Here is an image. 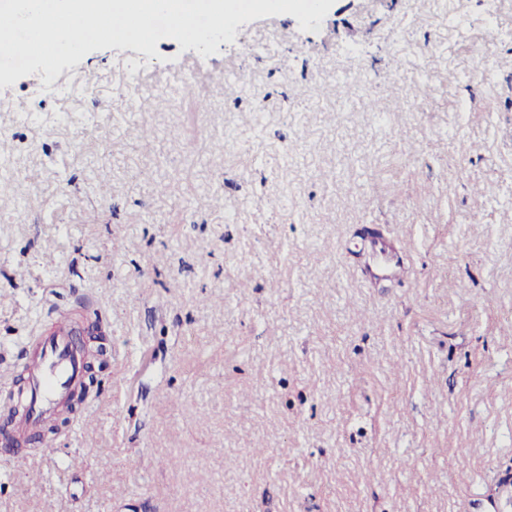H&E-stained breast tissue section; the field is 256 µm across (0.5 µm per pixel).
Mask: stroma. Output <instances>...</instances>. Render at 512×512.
<instances>
[{"label":"stroma","mask_w":512,"mask_h":512,"mask_svg":"<svg viewBox=\"0 0 512 512\" xmlns=\"http://www.w3.org/2000/svg\"><path fill=\"white\" fill-rule=\"evenodd\" d=\"M485 10L335 0L316 32L280 14L205 58L170 38L91 52L58 74L66 98L41 69L0 89L33 188L0 186V407L59 311L106 351L54 450L0 458V512H512V41ZM360 74L385 113L340 89Z\"/></svg>","instance_id":"obj_1"}]
</instances>
